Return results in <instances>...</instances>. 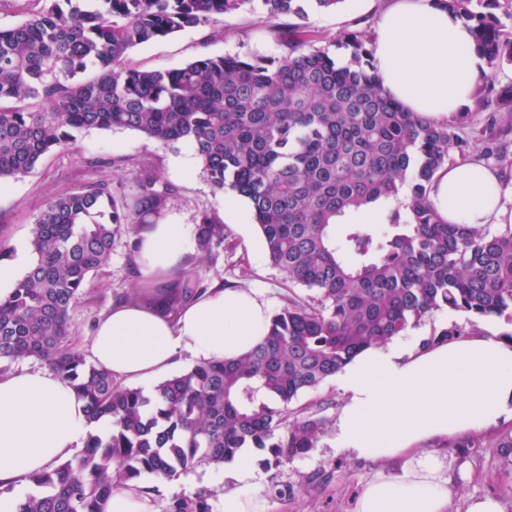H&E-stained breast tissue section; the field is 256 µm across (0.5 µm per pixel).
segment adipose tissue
Here are the masks:
<instances>
[{"instance_id":"adipose-tissue-1","label":"adipose tissue","mask_w":512,"mask_h":512,"mask_svg":"<svg viewBox=\"0 0 512 512\" xmlns=\"http://www.w3.org/2000/svg\"><path fill=\"white\" fill-rule=\"evenodd\" d=\"M372 61L386 91L407 111L437 121L474 101L485 65L469 26L438 0H387L373 19ZM429 198L451 224L512 223V188L498 169L472 159L443 166ZM192 244L190 225L169 219L138 236L141 283L176 274ZM270 304L250 288H214L169 321L120 304L90 338L93 362L124 384L150 390L177 360L239 358L267 333ZM344 404L336 448L398 461L369 480L357 512H448L449 480L424 445L512 419V340L478 332L434 347L396 336L356 356L334 377ZM72 386L44 369L0 375V512H16L29 477L73 459L97 432Z\"/></svg>"}]
</instances>
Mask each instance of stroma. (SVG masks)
Masks as SVG:
<instances>
[{
    "instance_id": "35a3bbf8",
    "label": "stroma",
    "mask_w": 512,
    "mask_h": 512,
    "mask_svg": "<svg viewBox=\"0 0 512 512\" xmlns=\"http://www.w3.org/2000/svg\"><path fill=\"white\" fill-rule=\"evenodd\" d=\"M373 13L365 0H345L333 11L307 10L302 25L315 34L314 48L328 51L340 65L349 64L350 51L337 41L344 30H368ZM280 48L269 32L262 7L236 13L206 27L187 29L131 49L129 60L146 69H176L204 56L259 54L279 55ZM151 159L177 193L170 203L172 220L198 225L202 214L217 216L224 225V242L211 254L193 261L200 289L217 285H245L258 289L279 311L290 297L305 298L306 288L288 282L267 257L261 232L253 223L249 206H242L243 223L229 219L224 212V194L214 190L199 162L183 145L162 146L130 130H82L72 145L48 157L34 172L20 180L0 184V241L8 251L29 241L30 228L41 206L51 197L77 185L92 159L108 160L103 173L113 182L127 181L128 160ZM131 235L118 237L107 266L89 280L84 297L73 312L72 332L76 346L88 350L94 325L126 296L140 294L141 274L134 269ZM161 286L144 292L156 297ZM334 430L326 428L316 448L293 461L274 466L269 453L255 448L247 454L255 469L252 492L266 506V512H356L366 482L378 473L391 471L388 463L357 458L336 451ZM495 429L485 430L483 448H453L447 442L429 445L452 477L450 512H468L472 500L490 497L499 501L502 512H512V455L494 448ZM231 466L222 470L200 467L186 475L178 487L157 489L154 503L163 507L174 490L193 492L200 488L216 490L213 512H224L225 491L236 488Z\"/></svg>"
}]
</instances>
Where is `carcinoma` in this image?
Returning a JSON list of instances; mask_svg holds the SVG:
<instances>
[{"instance_id":"obj_1","label":"carcinoma","mask_w":512,"mask_h":512,"mask_svg":"<svg viewBox=\"0 0 512 512\" xmlns=\"http://www.w3.org/2000/svg\"><path fill=\"white\" fill-rule=\"evenodd\" d=\"M487 11H475L472 2ZM20 25L0 27V181L32 173L73 143L74 130L126 129L163 146L184 144L219 192L244 199L264 249L288 281L314 292L290 298L263 341L235 361L200 363L146 395L123 387L71 343V313L114 240L167 214L175 187L148 158L131 163L126 188L87 163L76 187L49 199L30 231L34 261L0 299V362L35 358L67 380L89 422L73 461L37 472L39 493L17 512H107L112 494L149 473L171 480L198 466L219 469L243 448L268 450L280 466L308 454L327 421L299 394L333 377L358 353L408 333L439 311L512 325V225L448 224L429 186L453 153L466 157L460 112L438 123L407 112L384 90L372 35L337 40L351 63L307 48L293 22L301 0H260L281 54L203 57L173 70L126 62L134 47L254 8L255 0H44ZM471 25L489 73L479 94L496 96L483 157L512 167L498 133L512 126V89L492 74L512 64L500 0H439ZM91 67L98 69L85 76ZM393 201L384 230L339 224L346 213ZM197 248L224 242V225L202 216ZM180 272L161 313L199 292ZM477 322L444 325L433 346L467 336ZM210 489L174 494L163 512H211Z\"/></svg>"}]
</instances>
